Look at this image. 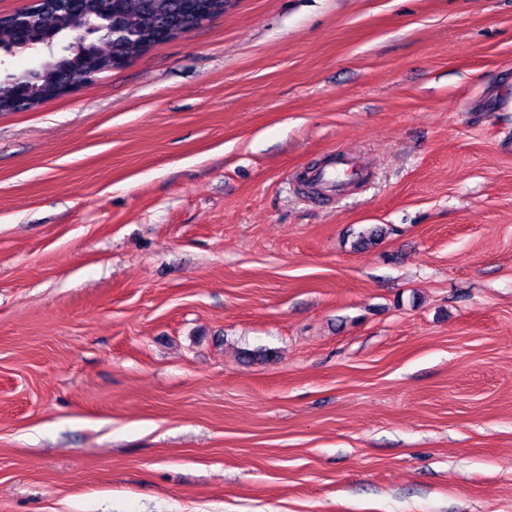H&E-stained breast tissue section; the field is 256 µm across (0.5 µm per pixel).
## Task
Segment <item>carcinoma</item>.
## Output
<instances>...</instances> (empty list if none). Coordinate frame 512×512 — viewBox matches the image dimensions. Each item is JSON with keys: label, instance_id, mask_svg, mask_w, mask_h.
Masks as SVG:
<instances>
[{"label": "carcinoma", "instance_id": "carcinoma-1", "mask_svg": "<svg viewBox=\"0 0 512 512\" xmlns=\"http://www.w3.org/2000/svg\"><path fill=\"white\" fill-rule=\"evenodd\" d=\"M227 0H43L32 16L39 38L63 41L70 33L94 26L98 38L77 50L52 56L34 71L0 82V112L32 109L47 100L45 86L64 75L101 74L112 58L142 55L145 43L155 45L160 33L187 15L206 17ZM25 37L8 19L0 20V52L23 48Z\"/></svg>", "mask_w": 512, "mask_h": 512}]
</instances>
